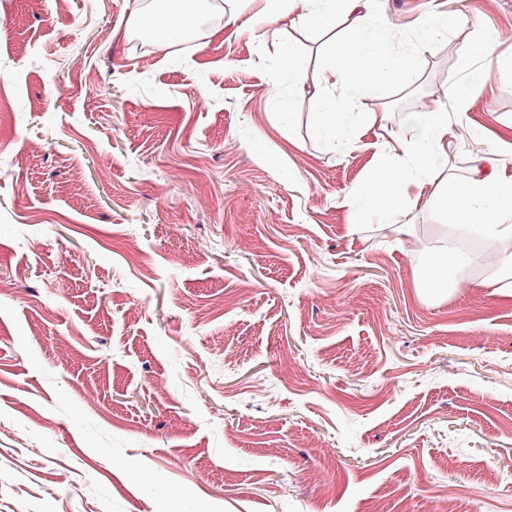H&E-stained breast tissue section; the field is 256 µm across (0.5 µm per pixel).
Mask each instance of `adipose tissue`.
<instances>
[{
    "mask_svg": "<svg viewBox=\"0 0 512 512\" xmlns=\"http://www.w3.org/2000/svg\"><path fill=\"white\" fill-rule=\"evenodd\" d=\"M208 6L209 0H179L177 10L149 19L152 37L170 41L194 29ZM388 29L385 23L375 30L357 26L355 34L336 47L338 65L323 74L327 91L317 101L313 123L336 142H356L344 124L355 95L378 97L387 84L402 81L412 66V55L392 52L384 36ZM458 138L457 124L440 109L420 113L417 129L384 144L379 163L348 204V222L356 226L373 216L386 224L395 211L415 209L429 200L449 226L487 239L497 267L512 273V160L464 153L460 161L465 176L451 173L433 181L434 169L447 165L448 146ZM461 264L454 245L433 250L430 273L420 280L419 289L432 297L448 294L457 286Z\"/></svg>",
    "mask_w": 512,
    "mask_h": 512,
    "instance_id": "ef3b65f1",
    "label": "adipose tissue"
}]
</instances>
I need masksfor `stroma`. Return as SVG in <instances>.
<instances>
[{"label":"stroma","mask_w":512,"mask_h":512,"mask_svg":"<svg viewBox=\"0 0 512 512\" xmlns=\"http://www.w3.org/2000/svg\"><path fill=\"white\" fill-rule=\"evenodd\" d=\"M222 2L183 46L141 41L145 0H0V512H512V299L477 261L418 293L431 205L347 218L426 99L500 151L512 0H367L416 62L356 100L353 146L311 121L346 18L257 32L263 0ZM430 10L479 18L491 55L419 41Z\"/></svg>","instance_id":"35a3bbf8"}]
</instances>
